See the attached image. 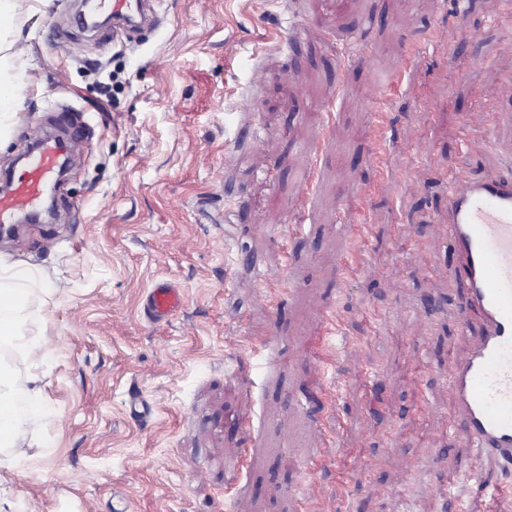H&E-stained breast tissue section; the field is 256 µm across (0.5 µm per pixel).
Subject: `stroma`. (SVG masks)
I'll return each mask as SVG.
<instances>
[{"mask_svg":"<svg viewBox=\"0 0 512 512\" xmlns=\"http://www.w3.org/2000/svg\"><path fill=\"white\" fill-rule=\"evenodd\" d=\"M81 5L11 21L29 60L5 86L19 106L0 172L37 133L81 135L60 220L0 243L71 280L29 287L46 412L25 460L0 451V512H437L441 496L512 512V471L448 436V360L467 345L442 241L449 165H495L464 149L465 126L496 127L512 152L499 0H157L134 37L78 28ZM410 41L423 54L405 65ZM386 84L379 130L367 103ZM364 216L349 278L341 227ZM167 281L185 304L155 324L144 304ZM332 308L345 335L324 332Z\"/></svg>","mask_w":512,"mask_h":512,"instance_id":"1","label":"stroma"}]
</instances>
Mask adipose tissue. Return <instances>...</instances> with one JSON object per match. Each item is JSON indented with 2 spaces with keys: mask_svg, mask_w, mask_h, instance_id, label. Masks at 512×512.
<instances>
[{
  "mask_svg": "<svg viewBox=\"0 0 512 512\" xmlns=\"http://www.w3.org/2000/svg\"><path fill=\"white\" fill-rule=\"evenodd\" d=\"M37 277V269L0 263V344L20 346L35 367L46 359V350L40 340L25 336L22 320L26 288ZM43 413L36 375L23 378L0 367V447L12 460L26 458L28 425Z\"/></svg>",
  "mask_w": 512,
  "mask_h": 512,
  "instance_id": "adipose-tissue-1",
  "label": "adipose tissue"
}]
</instances>
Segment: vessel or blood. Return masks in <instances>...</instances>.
Listing matches in <instances>:
<instances>
[{
    "instance_id": "obj_1",
    "label": "vessel or blood",
    "mask_w": 512,
    "mask_h": 512,
    "mask_svg": "<svg viewBox=\"0 0 512 512\" xmlns=\"http://www.w3.org/2000/svg\"><path fill=\"white\" fill-rule=\"evenodd\" d=\"M113 20L139 27L154 19L152 0H105ZM60 145L44 139L23 173L0 189V223L35 212L43 193L60 171ZM446 239L465 281L458 300L460 333L472 322L481 336L465 358L448 364V385L465 419L464 438L479 454L512 466V175L493 173L480 179L457 169L448 174ZM182 288L156 285L146 309L153 321L165 322L183 307Z\"/></svg>"
}]
</instances>
